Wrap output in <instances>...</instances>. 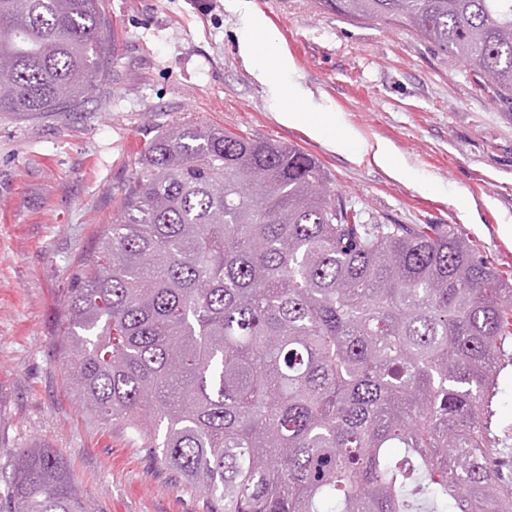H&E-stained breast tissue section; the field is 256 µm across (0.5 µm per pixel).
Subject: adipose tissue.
<instances>
[{"label":"adipose tissue","mask_w":512,"mask_h":512,"mask_svg":"<svg viewBox=\"0 0 512 512\" xmlns=\"http://www.w3.org/2000/svg\"><path fill=\"white\" fill-rule=\"evenodd\" d=\"M241 22L249 32L248 40L241 45V55L256 80L267 87L279 120L288 125H306L311 135L328 137L331 146H338L339 138L331 134L334 121L330 114L309 106L301 87L284 80V72L292 70L293 63L286 50L274 45L263 17L246 9Z\"/></svg>","instance_id":"ef3b65f1"}]
</instances>
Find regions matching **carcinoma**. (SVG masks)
Here are the masks:
<instances>
[{
    "label": "carcinoma",
    "instance_id": "1",
    "mask_svg": "<svg viewBox=\"0 0 512 512\" xmlns=\"http://www.w3.org/2000/svg\"><path fill=\"white\" fill-rule=\"evenodd\" d=\"M406 25L512 101V0H315ZM102 0H0V112H68L110 58ZM78 404L207 512H512L493 403L512 278L455 228L355 224L318 160L182 123L144 143L64 300ZM11 512H101L14 451Z\"/></svg>",
    "mask_w": 512,
    "mask_h": 512
}]
</instances>
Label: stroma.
<instances>
[{
  "label": "stroma",
  "mask_w": 512,
  "mask_h": 512,
  "mask_svg": "<svg viewBox=\"0 0 512 512\" xmlns=\"http://www.w3.org/2000/svg\"><path fill=\"white\" fill-rule=\"evenodd\" d=\"M293 61L289 80L334 117L339 150L280 123L245 65L234 0H103L117 58L72 112H0V512L15 449L46 443L105 512H206L199 490L150 461L120 423L82 409L65 381L60 320L138 152L159 129L204 122L298 146L362 224L453 225L512 273V103L406 26L353 23L314 0H248ZM390 143V177L361 142ZM496 433L512 467V365L498 377Z\"/></svg>",
  "instance_id": "stroma-1"
}]
</instances>
